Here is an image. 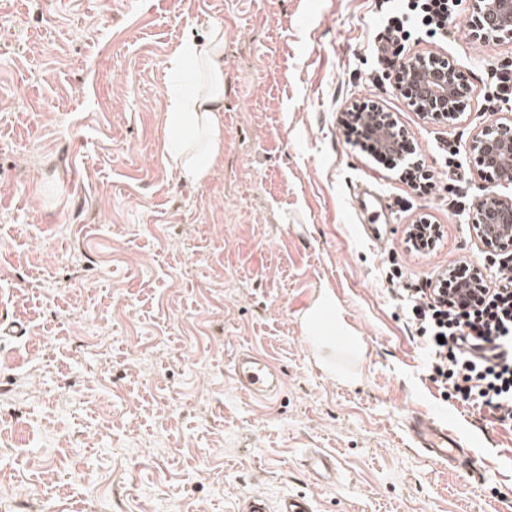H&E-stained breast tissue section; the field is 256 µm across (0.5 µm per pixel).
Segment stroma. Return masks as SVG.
Here are the masks:
<instances>
[{
	"label": "stroma",
	"mask_w": 512,
	"mask_h": 512,
	"mask_svg": "<svg viewBox=\"0 0 512 512\" xmlns=\"http://www.w3.org/2000/svg\"><path fill=\"white\" fill-rule=\"evenodd\" d=\"M380 0H0V501L39 512H512V424L427 373L392 272L426 285L464 260L487 188L469 145L485 74L512 43L461 12L437 43L471 90L455 125L412 110L377 72ZM224 27V153L198 184L164 161L165 60ZM377 102L438 184L405 182L349 143L342 113ZM458 151L447 164L440 148ZM388 210L382 243L359 206ZM428 218L440 245L417 255ZM332 289L365 347L321 367L301 318ZM255 351L283 376L258 400L233 380ZM474 444L477 474L414 445L413 417ZM336 460L327 485L309 454ZM244 512H312L311 502L305 496L289 495L280 499L272 508L268 501L262 497L249 498L245 503Z\"/></svg>",
	"instance_id": "stroma-1"
}]
</instances>
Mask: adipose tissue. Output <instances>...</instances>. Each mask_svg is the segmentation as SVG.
Wrapping results in <instances>:
<instances>
[{
	"mask_svg": "<svg viewBox=\"0 0 512 512\" xmlns=\"http://www.w3.org/2000/svg\"><path fill=\"white\" fill-rule=\"evenodd\" d=\"M169 73L192 67L197 81L188 91H175L164 114L166 138L162 154L180 178L197 183L206 178L224 149V29L215 26L199 39L182 41L166 62ZM309 345L316 350L362 347L345 323L330 289H320L302 319Z\"/></svg>",
	"mask_w": 512,
	"mask_h": 512,
	"instance_id": "1",
	"label": "adipose tissue"
}]
</instances>
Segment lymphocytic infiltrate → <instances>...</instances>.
Listing matches in <instances>:
<instances>
[{"label":"lymphocytic infiltrate","instance_id":"obj_1","mask_svg":"<svg viewBox=\"0 0 512 512\" xmlns=\"http://www.w3.org/2000/svg\"><path fill=\"white\" fill-rule=\"evenodd\" d=\"M389 17L377 49L386 62V47L411 39L414 31L442 38L460 14L463 0H384ZM408 319L429 353L434 382L452 384L457 397L512 423V265H500L482 282L476 300L448 302L439 288L402 289Z\"/></svg>","mask_w":512,"mask_h":512}]
</instances>
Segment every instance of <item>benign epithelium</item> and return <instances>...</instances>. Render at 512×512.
Masks as SVG:
<instances>
[{
  "mask_svg": "<svg viewBox=\"0 0 512 512\" xmlns=\"http://www.w3.org/2000/svg\"><path fill=\"white\" fill-rule=\"evenodd\" d=\"M468 7L474 38L512 41V0H468ZM394 88L414 111L448 125L461 118L469 94L468 87L458 82V73L447 58L417 53L406 56ZM371 124L384 132V136L370 144L375 156L390 152L406 159L415 154L414 144L393 113L377 107L371 112ZM470 152L478 171L490 180L488 190L471 211L475 237L489 252H509L512 198L500 194L497 187L512 184V175L506 177L503 171L504 163L512 160V114L483 125L472 138Z\"/></svg>",
  "mask_w": 512,
  "mask_h": 512,
  "instance_id": "7a95c632",
  "label": "benign epithelium"
}]
</instances>
